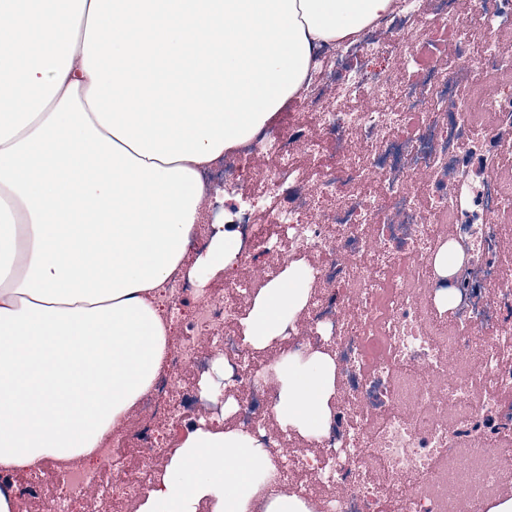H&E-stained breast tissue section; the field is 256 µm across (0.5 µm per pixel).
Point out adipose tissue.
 Here are the masks:
<instances>
[{
    "label": "adipose tissue",
    "mask_w": 512,
    "mask_h": 512,
    "mask_svg": "<svg viewBox=\"0 0 512 512\" xmlns=\"http://www.w3.org/2000/svg\"><path fill=\"white\" fill-rule=\"evenodd\" d=\"M398 0H0V472L86 461L151 391L176 275L231 268L211 227L188 261L204 171L298 97L328 47ZM291 269L250 333L281 335L306 302ZM278 409L326 421L333 359L284 367ZM268 459L252 439L189 432L138 512H246Z\"/></svg>",
    "instance_id": "1"
}]
</instances>
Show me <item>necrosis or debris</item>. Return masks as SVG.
I'll use <instances>...</instances> for the list:
<instances>
[{
    "instance_id": "1",
    "label": "necrosis or debris",
    "mask_w": 512,
    "mask_h": 512,
    "mask_svg": "<svg viewBox=\"0 0 512 512\" xmlns=\"http://www.w3.org/2000/svg\"><path fill=\"white\" fill-rule=\"evenodd\" d=\"M454 2L400 0L392 18L326 50L296 99L290 134L257 136L244 155L224 156L205 174L212 188L241 170L242 156L270 160L249 172L258 192L232 207L240 257L265 255L264 280L318 256L308 274L322 290L282 347L269 352L245 338L254 281L227 280L219 294L173 277L165 293L182 342L141 402L143 426L116 430L95 466L55 461L13 474L19 493L35 491L49 472L50 512H69L94 489L112 512H128L178 430L214 419L198 394L204 340L227 364L240 432L275 457L266 493L290 488L310 499L319 486L335 487L317 499V512H480L512 461V404L501 399L512 391V276L502 270L512 183L483 160L512 150V90L479 84L473 67L512 75V45L499 38L512 28V0H472L462 24ZM357 54L384 56L389 66L369 80L353 67L338 72ZM487 112L494 126L481 123ZM302 159L319 167L317 179L299 168ZM262 214L269 224L258 223ZM451 249L465 250L467 273L444 282L435 261ZM482 331L489 342L472 345ZM321 345L331 348L344 395L309 453L294 449L287 431H269L265 373L271 361ZM461 362L472 371L457 375Z\"/></svg>"
}]
</instances>
